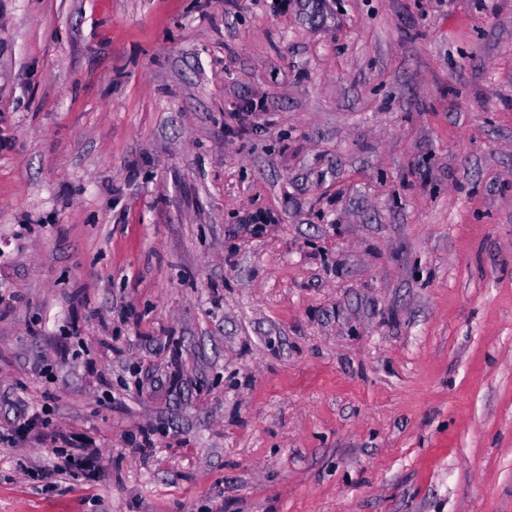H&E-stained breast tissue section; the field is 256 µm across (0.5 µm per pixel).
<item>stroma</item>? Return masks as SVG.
<instances>
[{"label": "stroma", "instance_id": "obj_1", "mask_svg": "<svg viewBox=\"0 0 512 512\" xmlns=\"http://www.w3.org/2000/svg\"><path fill=\"white\" fill-rule=\"evenodd\" d=\"M47 400L99 474L0 448V512H512V0H0Z\"/></svg>", "mask_w": 512, "mask_h": 512}]
</instances>
